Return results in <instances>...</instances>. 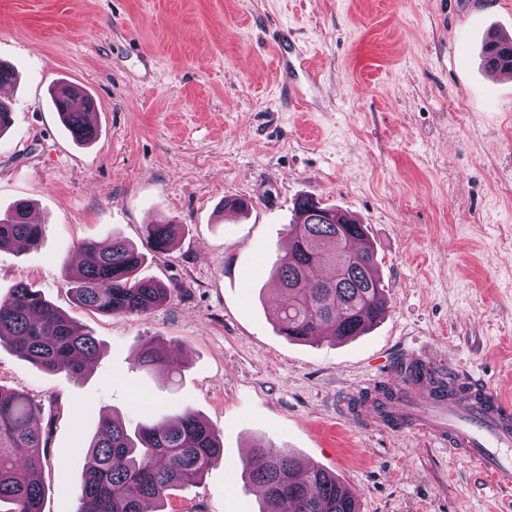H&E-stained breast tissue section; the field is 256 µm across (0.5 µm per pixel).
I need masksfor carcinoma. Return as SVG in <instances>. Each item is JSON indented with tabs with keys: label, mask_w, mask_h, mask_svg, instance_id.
I'll use <instances>...</instances> for the list:
<instances>
[{
	"label": "carcinoma",
	"mask_w": 512,
	"mask_h": 512,
	"mask_svg": "<svg viewBox=\"0 0 512 512\" xmlns=\"http://www.w3.org/2000/svg\"><path fill=\"white\" fill-rule=\"evenodd\" d=\"M507 59L512 60V42L504 46L497 37L489 39L485 65ZM69 92L68 85L58 87L53 106L72 138L90 141L95 124L89 113L69 108ZM293 215L288 236L296 246L273 264L274 282L288 295L273 315L275 328L296 341L362 335L386 310L374 251L357 246L365 239L364 225L306 195L294 200ZM28 216L24 201L0 215V249L39 245L44 225L31 223ZM177 231L178 225L169 221L147 224L146 246L164 254ZM76 253L65 282L85 307L105 315H145L168 297L166 285L138 276L144 253L118 236L81 241ZM2 344L47 372L77 374L99 356L96 338L27 283L16 284L0 299ZM138 362L170 365L167 352L152 342L142 346ZM38 415L39 408L25 396L0 388V502H11L12 512H43L45 439L34 425ZM222 458L216 431L188 410L132 432L106 415L88 447L76 512H141L144 501L164 502L170 490L199 481ZM243 471L264 492L263 512H360L335 474L305 465L285 449H253Z\"/></svg>",
	"instance_id": "1"
}]
</instances>
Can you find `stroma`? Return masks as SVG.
Listing matches in <instances>:
<instances>
[{
	"mask_svg": "<svg viewBox=\"0 0 512 512\" xmlns=\"http://www.w3.org/2000/svg\"><path fill=\"white\" fill-rule=\"evenodd\" d=\"M320 74L303 99L275 76L272 30ZM512 36V0H0L13 121L0 135V211L24 200L38 248L0 249V298L23 282L100 345L84 373L0 345V387L39 405L44 512H75L102 413L128 429L190 410L223 460L162 512H260L242 481L256 445L336 473L360 512H512L468 459L411 431L355 422L350 391L398 350L452 363L512 397V77L482 65ZM80 87L96 139L77 144L50 91ZM306 194L366 227L387 293L347 341L296 342L269 280ZM252 206L235 215L224 199ZM180 224L142 276L170 288L143 316L102 315L65 285L75 246ZM183 366L140 367L145 341Z\"/></svg>",
	"mask_w": 512,
	"mask_h": 512,
	"instance_id": "obj_1",
	"label": "stroma"
}]
</instances>
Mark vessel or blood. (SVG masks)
<instances>
[{
	"label": "vessel or blood",
	"instance_id": "b4317fda",
	"mask_svg": "<svg viewBox=\"0 0 512 512\" xmlns=\"http://www.w3.org/2000/svg\"><path fill=\"white\" fill-rule=\"evenodd\" d=\"M281 71L291 85L310 73L305 50L290 54L279 42ZM406 387L398 401L367 402L358 409L363 419L376 420L398 431L414 430L439 447L468 458L498 487H512V400L472 374L443 370L428 358L403 351L389 359L383 381ZM376 379L363 382L362 391L375 390Z\"/></svg>",
	"mask_w": 512,
	"mask_h": 512
}]
</instances>
